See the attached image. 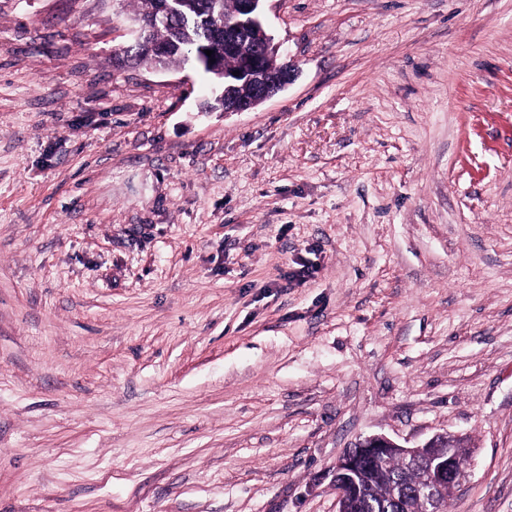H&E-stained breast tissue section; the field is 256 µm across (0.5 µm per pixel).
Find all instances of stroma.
I'll list each match as a JSON object with an SVG mask.
<instances>
[{
	"instance_id": "stroma-1",
	"label": "stroma",
	"mask_w": 512,
	"mask_h": 512,
	"mask_svg": "<svg viewBox=\"0 0 512 512\" xmlns=\"http://www.w3.org/2000/svg\"><path fill=\"white\" fill-rule=\"evenodd\" d=\"M137 8L0 0V512H335L445 432L512 512V0H264L228 115ZM292 68L293 64L285 58L283 72L279 79L275 81V85H273V83L266 78L264 73L259 71L250 62H246L238 69L239 76H234L233 71L229 73L224 72V83L227 81L231 88L240 80L250 82L255 87L257 99L263 102L283 90L292 81L294 72ZM276 86L280 89L276 88ZM459 438L447 434H436L423 445L413 448L402 446L385 435H373L361 440L358 445L349 448L340 456L332 466V483L336 490V512H344L346 499L352 493V485L348 479L349 474L356 470L362 460L367 457L384 455L391 451H399L403 455H411L417 448H429L433 463L428 472L427 486L424 494L427 497L429 512H444L439 510V503L435 492L447 488L448 491H457L468 476V463L466 453L462 448H456L454 456L452 448L456 447Z\"/></svg>"
}]
</instances>
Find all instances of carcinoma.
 Segmentation results:
<instances>
[{
  "instance_id": "carcinoma-1",
  "label": "carcinoma",
  "mask_w": 512,
  "mask_h": 512,
  "mask_svg": "<svg viewBox=\"0 0 512 512\" xmlns=\"http://www.w3.org/2000/svg\"><path fill=\"white\" fill-rule=\"evenodd\" d=\"M135 14L140 38L120 49L124 63H145L155 67H182L196 62L200 48L214 29L238 24L236 0H170L167 22H155L159 0H142ZM149 43H168L171 52L159 60L147 47ZM424 465H412L397 455L375 460L363 479L362 495L348 500L345 512H422L424 497L418 486L426 480Z\"/></svg>"
}]
</instances>
